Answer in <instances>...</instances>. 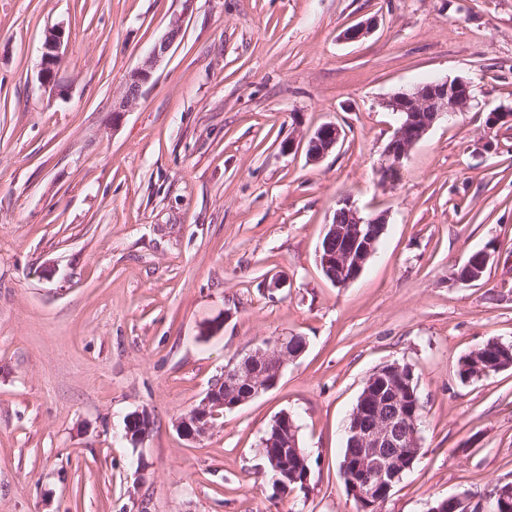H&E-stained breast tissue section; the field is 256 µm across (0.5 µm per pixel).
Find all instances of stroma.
Returning a JSON list of instances; mask_svg holds the SVG:
<instances>
[{
	"instance_id": "stroma-1",
	"label": "stroma",
	"mask_w": 512,
	"mask_h": 512,
	"mask_svg": "<svg viewBox=\"0 0 512 512\" xmlns=\"http://www.w3.org/2000/svg\"><path fill=\"white\" fill-rule=\"evenodd\" d=\"M446 78L471 82L470 108L380 186L400 124L387 100ZM495 110L512 111V0H0V512H357L345 426L393 362L418 381L421 452L380 512L512 479V368L457 375L488 340L512 343V119L488 127ZM325 123L345 139L322 160L287 150ZM343 197L387 224L339 288L318 249ZM487 246L485 276L454 282ZM276 274L288 285L268 290ZM293 335L307 347L275 389L180 435L227 363ZM283 412L312 481L278 495L261 439ZM180 31L179 25H173L166 36L154 45L143 64L132 72L125 94L118 107L113 111L116 112L114 118L120 117L122 112H125L130 104L140 96L142 88L151 81L155 66L175 43ZM63 41L64 31L62 28H50L48 30L44 42L39 77L41 85L50 92H55L59 88L58 73L62 62L61 47ZM127 422L130 428H133L134 424L137 423L142 430L134 433L133 430L125 428L123 438L134 446L142 444L151 429L152 423L150 413L147 410L135 412L128 417Z\"/></svg>"
}]
</instances>
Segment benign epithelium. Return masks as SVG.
Here are the masks:
<instances>
[{"instance_id":"benign-epithelium-1","label":"benign epithelium","mask_w":512,"mask_h":512,"mask_svg":"<svg viewBox=\"0 0 512 512\" xmlns=\"http://www.w3.org/2000/svg\"><path fill=\"white\" fill-rule=\"evenodd\" d=\"M180 34L179 25H174L166 36L154 45L143 64L136 68L127 83L125 94L115 109V117L130 106L141 94L142 88L152 77L155 66L170 50ZM64 31L61 28L48 30L44 42L39 77L41 85L51 92L59 88L58 73L62 62L61 47ZM472 86L464 79L453 82L435 80L417 85L410 92H401L389 98L385 105L401 115V123L382 152L380 170L384 174L381 185L395 184L401 175L404 160L413 147L423 139L436 122L453 112H462L473 99ZM344 139L341 127L334 123H325L318 127L307 140V155L312 161H319L331 153ZM337 207L346 215L348 224L356 225V232H348L347 224L333 221L326 225V242L336 241L333 251H318L319 265L336 268L347 277V283L359 278L366 263L375 254V240L366 237L361 229L364 224H384L383 214L364 215L348 197L337 202ZM494 259L491 249L483 250V261L474 267L467 265L465 282L480 280ZM300 357L288 350V337L279 336L265 346L248 353L240 362L227 367L223 375L209 388L199 405L177 422V430L188 440H194L206 434L213 425V419L225 408L235 409L256 397L272 390L278 384L282 370L290 361ZM391 413L381 412V404L371 401L369 394H363L355 412L361 416V422L350 430L355 441L362 448L357 458L356 468L360 479L351 480L347 489L356 500L359 512H378L380 504L389 498L393 485L404 470L411 467L408 458L400 453H387L388 448H405L410 435L404 433L402 420L406 410L402 408L401 395L391 401ZM123 438L133 446L143 443L151 429V416L146 410L131 414ZM283 436L275 433L272 438L262 441L264 456L270 459L271 480L274 489L286 484V480L297 479V475L283 472L284 465L278 463ZM491 512L487 498L463 495L450 496L432 512Z\"/></svg>"}]
</instances>
